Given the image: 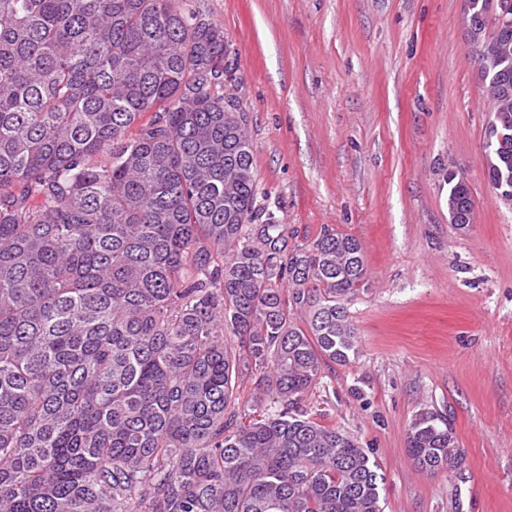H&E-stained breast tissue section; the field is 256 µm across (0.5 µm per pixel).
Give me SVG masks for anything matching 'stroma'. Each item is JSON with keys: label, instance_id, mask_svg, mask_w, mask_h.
Segmentation results:
<instances>
[{"label": "stroma", "instance_id": "obj_1", "mask_svg": "<svg viewBox=\"0 0 512 512\" xmlns=\"http://www.w3.org/2000/svg\"><path fill=\"white\" fill-rule=\"evenodd\" d=\"M224 28L258 201L307 244L362 245L358 354L303 397L369 451L385 512H512V202L495 197L490 104L463 0H186ZM476 202L450 224L448 174ZM445 415L458 457L421 471L407 430Z\"/></svg>", "mask_w": 512, "mask_h": 512}]
</instances>
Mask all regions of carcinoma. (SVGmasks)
I'll use <instances>...</instances> for the list:
<instances>
[{"mask_svg":"<svg viewBox=\"0 0 512 512\" xmlns=\"http://www.w3.org/2000/svg\"><path fill=\"white\" fill-rule=\"evenodd\" d=\"M227 52L181 0H0V512H384L301 406L357 354L362 245L257 204ZM487 175L512 190V155ZM255 375L281 408L244 424ZM407 444L457 456L430 409Z\"/></svg>","mask_w":512,"mask_h":512,"instance_id":"carcinoma-1","label":"carcinoma"}]
</instances>
